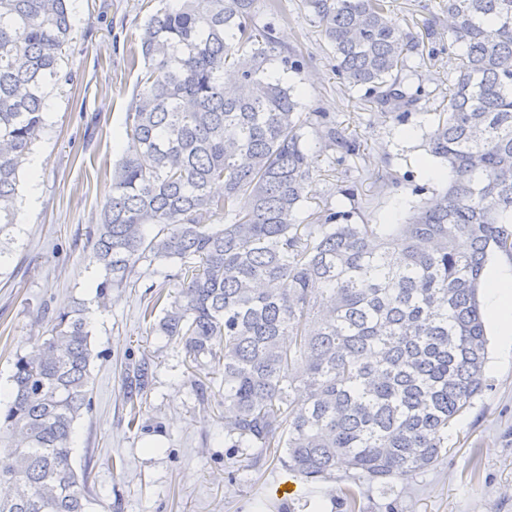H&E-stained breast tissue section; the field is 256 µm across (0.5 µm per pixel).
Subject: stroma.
Instances as JSON below:
<instances>
[{
	"label": "stroma",
	"instance_id": "1",
	"mask_svg": "<svg viewBox=\"0 0 512 512\" xmlns=\"http://www.w3.org/2000/svg\"><path fill=\"white\" fill-rule=\"evenodd\" d=\"M257 0L254 22L268 25L282 49L303 58L289 73L301 115L329 113L359 147L345 155L324 149L312 125L302 127L313 179L298 213L302 223L328 208L360 202L365 222L394 224L431 196L438 159L423 138L448 104V72L457 55L431 34L444 0H392L396 19L417 47L408 56L412 86L424 93L408 125L398 126L345 83L336 56L302 0H278L269 13ZM73 34L61 61L62 81L49 88L47 126L32 148L40 167L24 165L15 222L0 235V388L11 386L15 354L28 352L56 313L83 303L90 317L92 409L76 424V466L87 467L88 512H344L334 481L310 482L276 458L251 464L224 445L217 408L220 369L191 370L181 344L157 335L142 318L150 285L176 292L178 268L146 256L126 284L100 298L104 272L92 259L94 229L110 190L112 170L125 155L126 119L138 91L131 56L148 14L143 0H71ZM398 185L383 189L386 170ZM37 196H30V184ZM353 187L356 199L344 194ZM487 387L448 428V451L412 478L387 489L364 488L362 512H512V358L487 325ZM149 364L142 414L129 426L125 368ZM213 393L200 399L196 381Z\"/></svg>",
	"mask_w": 512,
	"mask_h": 512
}]
</instances>
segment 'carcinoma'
Here are the masks:
<instances>
[{
	"label": "carcinoma",
	"instance_id": "carcinoma-1",
	"mask_svg": "<svg viewBox=\"0 0 512 512\" xmlns=\"http://www.w3.org/2000/svg\"><path fill=\"white\" fill-rule=\"evenodd\" d=\"M148 14L133 140L112 174L93 233L103 296L141 256L179 265L180 289L152 291L145 317L190 364L224 368V439L274 456L308 481L340 479L345 512L363 486L434 466L448 426L486 387L479 290L489 258L512 256V0H447L458 47L448 111L425 139L445 185L398 224L329 210L296 215L312 179L294 88L300 72L256 0H179ZM338 73L394 122L409 120L412 37L388 0H304ZM72 30L67 0H0V232L14 224L20 170L46 120ZM324 146L353 155L325 112ZM221 183L224 194L212 186ZM230 224H213L218 214ZM90 321L77 303L15 356L0 443V512H85L87 476L72 463L75 422L90 410ZM149 367L126 372L142 392Z\"/></svg>",
	"mask_w": 512,
	"mask_h": 512
}]
</instances>
